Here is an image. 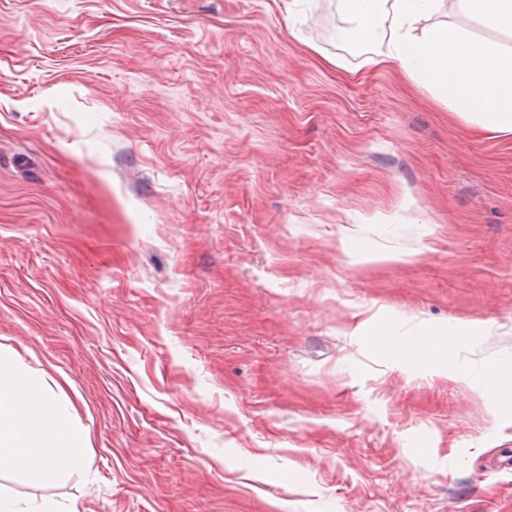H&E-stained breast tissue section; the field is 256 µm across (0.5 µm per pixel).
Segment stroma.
I'll return each instance as SVG.
<instances>
[{"label":"stroma","mask_w":512,"mask_h":512,"mask_svg":"<svg viewBox=\"0 0 512 512\" xmlns=\"http://www.w3.org/2000/svg\"><path fill=\"white\" fill-rule=\"evenodd\" d=\"M337 0H0V347L71 512H512V135ZM389 320L382 348L354 335ZM483 322L433 375L407 341ZM85 451V437L74 428L69 409L0 349V473L24 470L52 485L81 466ZM499 369L496 366H489L485 368L479 386L483 391L490 394L492 407L498 409H511L512 408V386L507 389L503 387L499 381Z\"/></svg>","instance_id":"35a3bbf8"}]
</instances>
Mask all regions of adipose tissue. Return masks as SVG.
<instances>
[{
  "label": "adipose tissue",
  "instance_id": "1",
  "mask_svg": "<svg viewBox=\"0 0 512 512\" xmlns=\"http://www.w3.org/2000/svg\"><path fill=\"white\" fill-rule=\"evenodd\" d=\"M341 41L362 51L370 66L399 64L420 85L482 130L512 133V54L445 23L419 33L441 8L512 35V0H339ZM473 326L454 323L432 331L404 353L424 348L434 374L448 372V352ZM84 435L68 408L44 393L10 352L0 349V473L24 470L46 485L81 466Z\"/></svg>",
  "mask_w": 512,
  "mask_h": 512
}]
</instances>
